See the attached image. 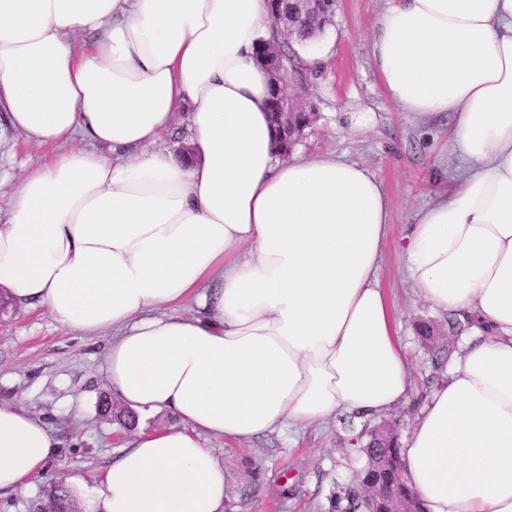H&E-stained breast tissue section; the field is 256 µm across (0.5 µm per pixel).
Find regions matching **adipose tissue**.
Instances as JSON below:
<instances>
[{
    "label": "adipose tissue",
    "mask_w": 512,
    "mask_h": 512,
    "mask_svg": "<svg viewBox=\"0 0 512 512\" xmlns=\"http://www.w3.org/2000/svg\"><path fill=\"white\" fill-rule=\"evenodd\" d=\"M265 0H0V111L36 148L0 209V291L83 336L111 333L108 390L138 415L84 512H224L213 437H291L406 404L381 286L392 201L364 164L281 160ZM371 52L401 110L451 113L450 189L405 236V272L469 322L400 443L425 512H512V0H387ZM188 115L190 153L161 145ZM112 149L105 157L104 149ZM58 446L0 402V493Z\"/></svg>",
    "instance_id": "ef3b65f1"
}]
</instances>
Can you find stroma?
Instances as JSON below:
<instances>
[{"instance_id": "stroma-1", "label": "stroma", "mask_w": 512, "mask_h": 512, "mask_svg": "<svg viewBox=\"0 0 512 512\" xmlns=\"http://www.w3.org/2000/svg\"><path fill=\"white\" fill-rule=\"evenodd\" d=\"M385 4L336 0L332 25L300 48L302 57L318 56L319 65L303 82L315 121L296 152L365 163L393 200L381 285L407 345L409 401L389 415L403 435L439 381L431 367L433 352L422 345L417 328L427 322L444 333L448 320L415 293L405 274L401 245L439 183L452 180L455 165L447 153L451 115L443 112L418 121L393 104L380 85L371 30ZM53 154L50 148L31 149L17 133L0 139L1 208L22 167L42 164ZM107 346V338L80 336L56 324L42 307L17 309L0 323V400L42 416L60 442L46 473L34 477L26 491L0 495V512H37L53 483L73 476L93 480L119 454V426L100 417L98 410L108 393ZM208 445L224 466L228 512H336V494L358 466L351 433L336 418L308 429L292 443L268 435L248 444L213 438Z\"/></svg>"}]
</instances>
